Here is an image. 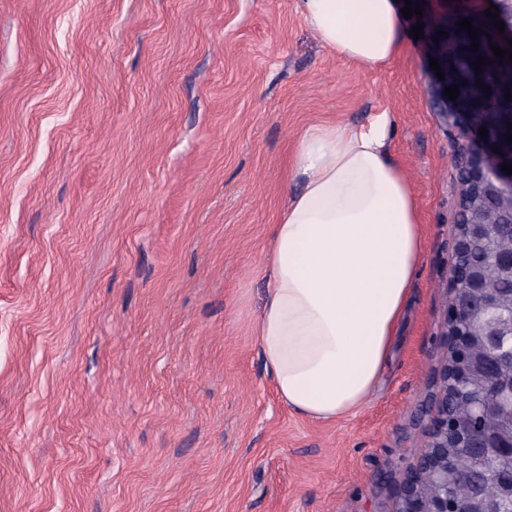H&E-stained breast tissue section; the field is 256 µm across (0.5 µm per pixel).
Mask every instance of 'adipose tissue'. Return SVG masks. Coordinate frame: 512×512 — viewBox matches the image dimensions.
Wrapping results in <instances>:
<instances>
[{
	"instance_id": "1",
	"label": "adipose tissue",
	"mask_w": 512,
	"mask_h": 512,
	"mask_svg": "<svg viewBox=\"0 0 512 512\" xmlns=\"http://www.w3.org/2000/svg\"><path fill=\"white\" fill-rule=\"evenodd\" d=\"M321 43L362 67L406 46L396 0H298ZM390 121L310 125L296 139L289 194L262 258L268 288L252 332L279 399L317 422L355 415L381 384L425 251L411 178Z\"/></svg>"
}]
</instances>
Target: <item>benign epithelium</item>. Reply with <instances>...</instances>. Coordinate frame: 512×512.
Returning <instances> with one entry per match:
<instances>
[{
    "label": "benign epithelium",
    "mask_w": 512,
    "mask_h": 512,
    "mask_svg": "<svg viewBox=\"0 0 512 512\" xmlns=\"http://www.w3.org/2000/svg\"><path fill=\"white\" fill-rule=\"evenodd\" d=\"M492 2L505 24L504 34L494 32L492 43L506 49L512 40V0ZM473 30L480 44L476 52L467 31L456 26L431 46V57L439 60L443 74L455 69L454 84L460 90L456 99H449L444 94L448 80L441 81L436 75L426 89L440 126L457 132L458 233L451 258L449 315L442 332L449 357L429 393L432 419L428 440L415 466L401 480L392 512H458L448 490L450 441L461 440L473 457L483 460L491 456L512 464V373L498 374L500 368L512 367V308L502 311L499 290L480 266L457 263L461 253L490 237L485 206H494L496 228L512 231V174L502 171L503 164L512 162V144L506 141V136H512V99L503 101L501 89L490 80L498 63L490 49L492 43H487L486 29L475 22ZM479 55L491 59L481 74L472 66ZM478 79L491 88L488 97L480 100L473 94ZM503 102L506 107L497 113V120L485 125L488 137L478 146L473 144V133L480 129L474 122L478 110ZM495 147L501 153L493 152ZM480 378L485 384L472 394L471 417L463 426L448 415V401L454 392L468 389ZM421 470L432 483L428 492L417 478Z\"/></svg>",
    "instance_id": "1"
}]
</instances>
